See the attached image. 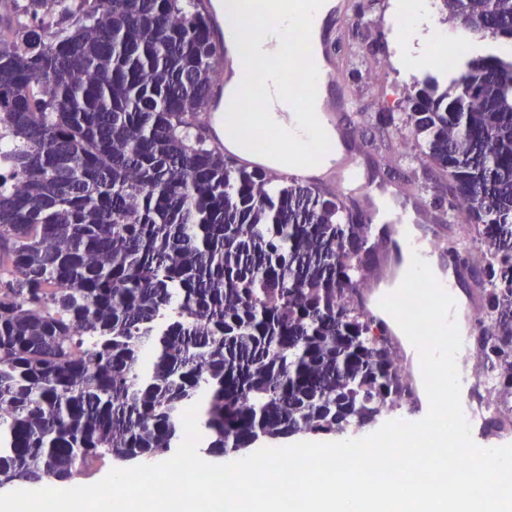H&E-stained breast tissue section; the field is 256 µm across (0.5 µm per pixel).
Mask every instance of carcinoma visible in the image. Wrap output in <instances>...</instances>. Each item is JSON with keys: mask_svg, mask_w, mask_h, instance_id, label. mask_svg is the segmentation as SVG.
<instances>
[{"mask_svg": "<svg viewBox=\"0 0 512 512\" xmlns=\"http://www.w3.org/2000/svg\"><path fill=\"white\" fill-rule=\"evenodd\" d=\"M442 2L467 36L512 40V0ZM202 3L0 0V488L169 455L195 403L222 456L410 397L353 300L366 225L208 145ZM448 69L374 126L408 132L483 246L475 344L512 428V50Z\"/></svg>", "mask_w": 512, "mask_h": 512, "instance_id": "cac0c4a2", "label": "carcinoma"}]
</instances>
